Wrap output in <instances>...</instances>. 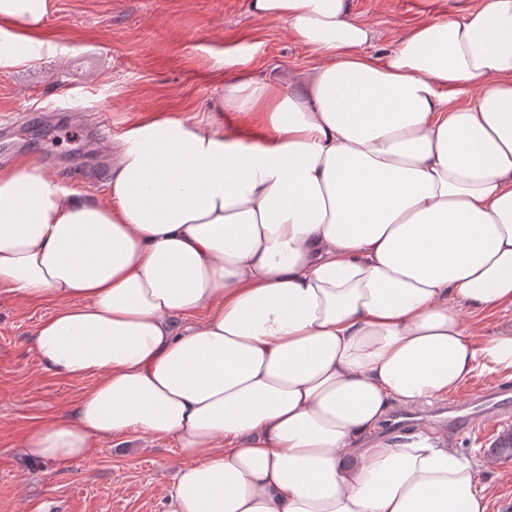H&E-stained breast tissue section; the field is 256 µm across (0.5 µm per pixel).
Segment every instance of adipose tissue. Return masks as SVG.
<instances>
[{"instance_id": "ef3b65f1", "label": "adipose tissue", "mask_w": 512, "mask_h": 512, "mask_svg": "<svg viewBox=\"0 0 512 512\" xmlns=\"http://www.w3.org/2000/svg\"><path fill=\"white\" fill-rule=\"evenodd\" d=\"M53 0H0V67L52 47ZM317 66L235 76L239 129L126 130L104 200L31 159L0 168V292L56 311L40 365L93 385L31 427L34 462L171 438L164 512H487L453 442L374 437L393 405L512 378V0L368 54L348 0H251ZM470 319L482 327L483 332L488 335H494L500 330L512 329V311H496L470 317Z\"/></svg>"}]
</instances>
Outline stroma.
I'll return each mask as SVG.
<instances>
[{
  "mask_svg": "<svg viewBox=\"0 0 512 512\" xmlns=\"http://www.w3.org/2000/svg\"><path fill=\"white\" fill-rule=\"evenodd\" d=\"M428 0H350L375 29L370 52L433 20ZM54 49L0 68V167L21 157L104 199L112 147L152 112L219 118L222 77L261 78L313 65L286 24L259 20L249 0H55ZM53 304L0 294V512H163L180 457L174 440L105 438L87 458L36 468L20 437L72 409L88 380L44 370L31 335ZM512 409L485 410L451 438L488 490L487 512H512V457L492 447Z\"/></svg>",
  "mask_w": 512,
  "mask_h": 512,
  "instance_id": "1",
  "label": "stroma"
}]
</instances>
